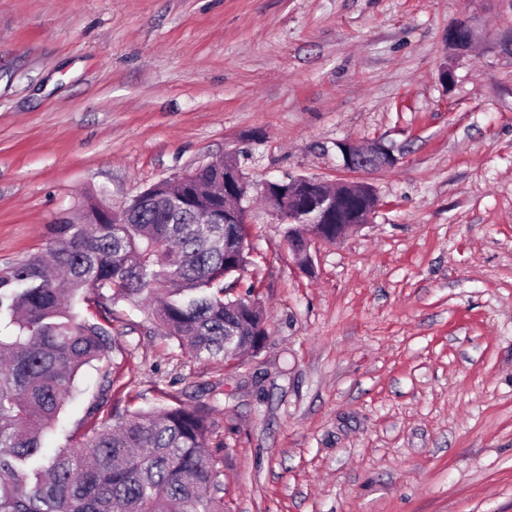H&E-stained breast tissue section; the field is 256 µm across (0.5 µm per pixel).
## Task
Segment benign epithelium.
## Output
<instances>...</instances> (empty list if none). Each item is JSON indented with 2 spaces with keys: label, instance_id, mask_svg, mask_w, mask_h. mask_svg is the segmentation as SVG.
Instances as JSON below:
<instances>
[{
  "label": "benign epithelium",
  "instance_id": "benign-epithelium-1",
  "mask_svg": "<svg viewBox=\"0 0 512 512\" xmlns=\"http://www.w3.org/2000/svg\"><path fill=\"white\" fill-rule=\"evenodd\" d=\"M475 40L472 25L458 21L448 28V45L464 52ZM343 167L369 171L392 167L398 158L382 142L360 145L337 143ZM249 184L241 170L224 166V212L236 224L246 223ZM263 197L271 211L288 223V246L302 270L312 268L311 246L339 241L367 223L378 205L371 185L365 182H337L330 185L314 177L300 176L289 181L267 182Z\"/></svg>",
  "mask_w": 512,
  "mask_h": 512
}]
</instances>
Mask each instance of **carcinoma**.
<instances>
[{"label":"carcinoma","mask_w":512,"mask_h":512,"mask_svg":"<svg viewBox=\"0 0 512 512\" xmlns=\"http://www.w3.org/2000/svg\"><path fill=\"white\" fill-rule=\"evenodd\" d=\"M50 225L49 258L0 270V512H224L205 404L164 403L150 412L86 414L91 436L52 455L54 426L79 370L107 354L111 311H75L102 289L143 303L165 335L194 355L228 358L260 350V306L224 289L248 263L237 250L246 224L224 218V161L181 186L156 183L120 217Z\"/></svg>","instance_id":"obj_1"}]
</instances>
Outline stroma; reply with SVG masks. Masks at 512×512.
<instances>
[{
  "label": "stroma",
  "mask_w": 512,
  "mask_h": 512,
  "mask_svg": "<svg viewBox=\"0 0 512 512\" xmlns=\"http://www.w3.org/2000/svg\"><path fill=\"white\" fill-rule=\"evenodd\" d=\"M229 156L263 348L197 357L114 301L46 452L95 404H206L224 512H512V0H0V269ZM299 176L378 197L308 273L262 195ZM447 40L451 48L464 52L475 40L474 28L468 21H458L448 28ZM341 152L343 167L350 171H369L395 166L397 157L382 142L360 145L351 141L337 144Z\"/></svg>",
  "instance_id": "stroma-1"
}]
</instances>
